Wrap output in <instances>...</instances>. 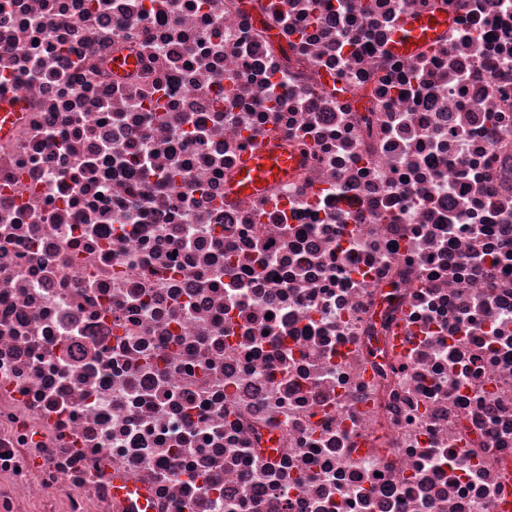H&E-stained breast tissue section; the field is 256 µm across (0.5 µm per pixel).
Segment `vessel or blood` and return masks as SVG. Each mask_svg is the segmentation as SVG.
I'll list each match as a JSON object with an SVG mask.
<instances>
[{"instance_id":"b4317fda","label":"vessel or blood","mask_w":512,"mask_h":512,"mask_svg":"<svg viewBox=\"0 0 512 512\" xmlns=\"http://www.w3.org/2000/svg\"><path fill=\"white\" fill-rule=\"evenodd\" d=\"M450 22V15L445 13H407L392 32L389 50L399 56L415 53L446 32ZM291 167L292 161L287 155L262 144L255 145L244 155L226 196L227 202L262 195L271 183L286 179Z\"/></svg>"}]
</instances>
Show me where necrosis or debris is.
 I'll return each instance as SVG.
<instances>
[{"mask_svg": "<svg viewBox=\"0 0 512 512\" xmlns=\"http://www.w3.org/2000/svg\"><path fill=\"white\" fill-rule=\"evenodd\" d=\"M11 94L0 512L512 501V0H0ZM436 19V22H433ZM451 16L447 13L405 14L394 28L389 41L391 53L407 56L435 41L450 27ZM243 157L225 198L227 203L260 196L271 183L286 179L291 172L290 157L263 144L255 145Z\"/></svg>", "mask_w": 512, "mask_h": 512, "instance_id": "necrosis-or-debris-1", "label": "necrosis or debris"}]
</instances>
